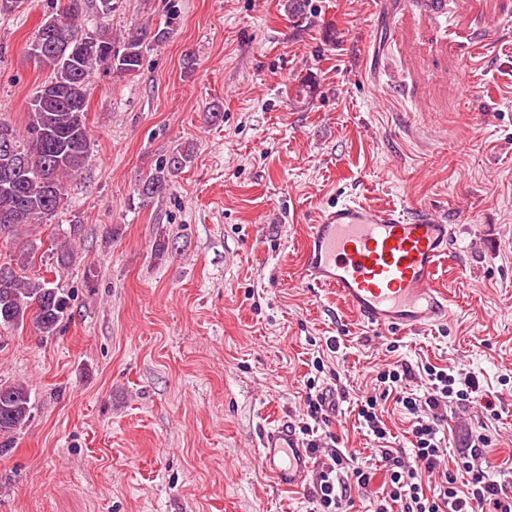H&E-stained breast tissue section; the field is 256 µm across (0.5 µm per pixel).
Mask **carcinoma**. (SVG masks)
<instances>
[{
    "label": "carcinoma",
    "mask_w": 512,
    "mask_h": 512,
    "mask_svg": "<svg viewBox=\"0 0 512 512\" xmlns=\"http://www.w3.org/2000/svg\"><path fill=\"white\" fill-rule=\"evenodd\" d=\"M83 0H68L55 13L68 40L44 42L36 30L27 47L47 78L28 102L29 121L20 135L0 121V137L8 136L15 154L0 151V235L14 236L26 224L54 216L66 199V182L90 159L91 134L86 123L89 77L104 65L119 75L138 70L145 47L144 34L131 35L123 50L112 48L107 26L112 0H98L99 22L93 30L82 24ZM189 146L156 160L137 187L142 202L150 203L170 189L172 177L192 162ZM38 246L29 241L20 263L0 264V330L29 323L41 336H54L69 316L70 298L54 282L31 279L20 269L31 262ZM31 391L22 383L0 385V453L13 447L16 435L31 418Z\"/></svg>",
    "instance_id": "carcinoma-1"
}]
</instances>
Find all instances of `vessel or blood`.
Returning a JSON list of instances; mask_svg holds the SVG:
<instances>
[{"instance_id":"b4317fda","label":"vessel or blood","mask_w":512,"mask_h":512,"mask_svg":"<svg viewBox=\"0 0 512 512\" xmlns=\"http://www.w3.org/2000/svg\"><path fill=\"white\" fill-rule=\"evenodd\" d=\"M454 237V225L429 208L377 207L353 198L328 206L311 225L302 274L335 289L368 327L421 330L451 314L436 276L453 255ZM259 445L261 466L277 486L292 489L307 480L312 453L288 423L265 429Z\"/></svg>"}]
</instances>
